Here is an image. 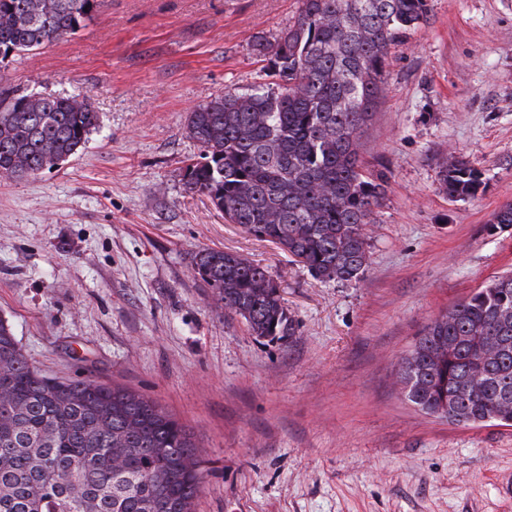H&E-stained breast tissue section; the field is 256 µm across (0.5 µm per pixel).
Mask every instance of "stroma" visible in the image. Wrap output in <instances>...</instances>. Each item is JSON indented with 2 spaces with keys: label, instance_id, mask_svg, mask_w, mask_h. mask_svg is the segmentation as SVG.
Segmentation results:
<instances>
[{
  "label": "stroma",
  "instance_id": "stroma-1",
  "mask_svg": "<svg viewBox=\"0 0 512 512\" xmlns=\"http://www.w3.org/2000/svg\"><path fill=\"white\" fill-rule=\"evenodd\" d=\"M301 0H99L75 33L0 60V99L73 95L85 148L0 178V316L29 363L157 402L208 464L194 512H512V427L453 424L408 402L400 359L418 334L512 269V0H430L390 51L361 140L388 188L359 280L321 283L277 244L186 192L194 108L273 85L258 38ZM482 172L449 198L439 171ZM204 248L268 268L296 322L252 336L192 267ZM439 185L453 199L475 198L484 189L481 174L462 158H452L439 174Z\"/></svg>",
  "mask_w": 512,
  "mask_h": 512
}]
</instances>
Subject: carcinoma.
Returning a JSON list of instances; mask_svg holds the SVG:
<instances>
[{
  "label": "carcinoma",
  "instance_id": "obj_1",
  "mask_svg": "<svg viewBox=\"0 0 512 512\" xmlns=\"http://www.w3.org/2000/svg\"><path fill=\"white\" fill-rule=\"evenodd\" d=\"M98 0H0V56L74 33ZM430 20L428 0H302L294 24L255 43L274 87L226 90L188 113L199 147L184 186L224 219L273 242L316 280H357L366 226L386 193L366 174L360 141L383 92L390 49ZM98 125L77 96L0 100V176L50 169L83 149ZM448 197L470 199L481 174L452 158L439 174ZM512 227V204L490 228ZM194 268L224 310L252 335L282 341L295 321L277 282L242 256L204 248ZM477 390L467 391L480 351ZM400 382L422 412L468 425L512 427V272H504L427 324ZM0 512H192L204 460L187 426L156 402L93 379L59 381L28 363L0 317Z\"/></svg>",
  "mask_w": 512,
  "mask_h": 512
}]
</instances>
